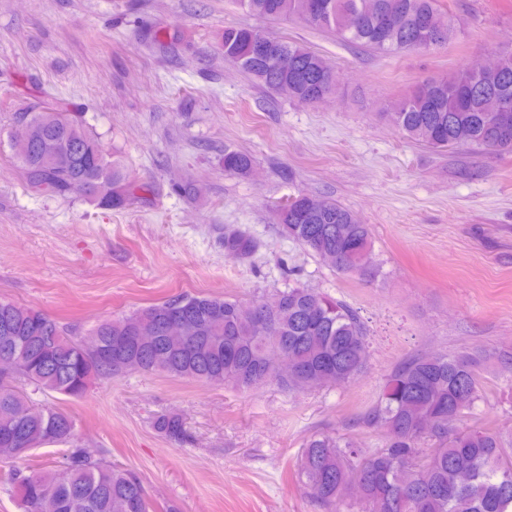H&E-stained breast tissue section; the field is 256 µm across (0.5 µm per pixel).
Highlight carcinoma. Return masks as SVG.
<instances>
[{
  "label": "carcinoma",
  "mask_w": 512,
  "mask_h": 512,
  "mask_svg": "<svg viewBox=\"0 0 512 512\" xmlns=\"http://www.w3.org/2000/svg\"><path fill=\"white\" fill-rule=\"evenodd\" d=\"M252 15L266 19L294 17L308 26L336 34L342 41L381 54L426 52L448 44V15L437 0H234ZM432 21V46L420 42L415 21ZM273 39L296 63L292 73L277 69L272 56L254 49L258 36ZM224 52L235 64L266 87L286 85L292 99L311 105L336 90L323 58L305 46L251 28L224 30ZM392 102L387 116L404 136L427 147L447 150L477 147L512 153V140L497 143L491 107L499 96L512 97V51L500 52L495 72L476 75L461 67L451 76L419 83ZM14 158L26 186L55 196L78 194L106 210L121 209L147 186L129 179L117 159H108L103 144L65 104L53 102L13 113ZM39 136L59 140L68 160L53 166L37 142L19 134L25 127ZM251 157L224 149V171L245 177ZM281 231L341 274L358 273L372 281L369 225L339 203L299 196L278 214ZM258 242L237 229L224 230V252L239 261L252 258ZM224 312V319L214 314ZM177 312L190 332L175 345L163 334L166 315ZM143 322L157 327L155 343L142 345L135 329ZM278 347L288 353L295 371L278 377L267 366V354ZM21 356L17 375L0 378V458L17 460L24 449L45 444H69L64 488L28 482L16 468L11 482L22 512H151L139 477L129 470L89 456L77 444L75 422L52 407L33 410L17 384L67 398L82 397L92 380L143 371L252 389L274 383L284 391L310 388L328 377L337 386L360 375L366 364L367 338L359 316L344 302L310 288L287 286L249 301L179 294L105 320L87 335H67L39 309L0 300V354ZM481 376L465 355L413 356L387 378L380 403L368 423L386 432L382 447L364 451L341 435L310 439L301 455L299 474L310 494L326 512H512V452L490 430L461 426L466 411L479 397ZM156 430L184 443L188 435L181 417L159 416ZM435 442L422 454L421 442ZM359 469L362 492L354 503L342 502L345 479Z\"/></svg>",
  "instance_id": "carcinoma-1"
}]
</instances>
